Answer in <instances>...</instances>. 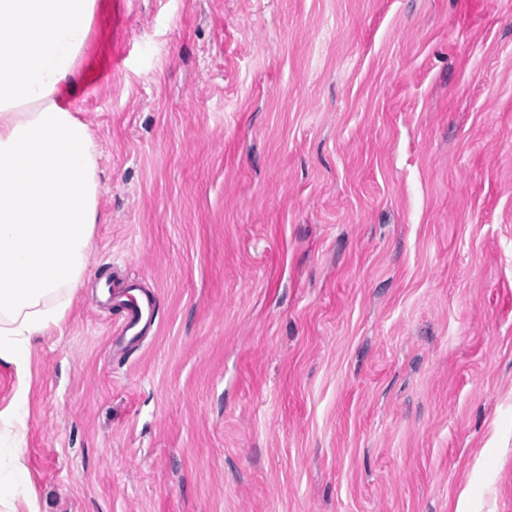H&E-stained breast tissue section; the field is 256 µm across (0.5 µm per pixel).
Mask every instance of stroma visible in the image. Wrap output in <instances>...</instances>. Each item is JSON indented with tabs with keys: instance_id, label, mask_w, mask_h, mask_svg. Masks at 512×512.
Returning a JSON list of instances; mask_svg holds the SVG:
<instances>
[{
	"instance_id": "35a3bbf8",
	"label": "stroma",
	"mask_w": 512,
	"mask_h": 512,
	"mask_svg": "<svg viewBox=\"0 0 512 512\" xmlns=\"http://www.w3.org/2000/svg\"><path fill=\"white\" fill-rule=\"evenodd\" d=\"M77 82L16 506L512 512V0H98ZM129 300L126 301V315L122 322V336L130 334V341H136L140 337L147 323L152 319L154 308L151 300L145 297L144 301L139 303L135 297L129 294Z\"/></svg>"
}]
</instances>
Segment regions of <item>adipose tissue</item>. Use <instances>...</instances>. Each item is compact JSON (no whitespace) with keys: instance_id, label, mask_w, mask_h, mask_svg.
<instances>
[{"instance_id":"adipose-tissue-1","label":"adipose tissue","mask_w":512,"mask_h":512,"mask_svg":"<svg viewBox=\"0 0 512 512\" xmlns=\"http://www.w3.org/2000/svg\"><path fill=\"white\" fill-rule=\"evenodd\" d=\"M97 0H0V361L17 387L0 503L27 481L30 344L82 285L100 181L89 126L68 102Z\"/></svg>"}]
</instances>
